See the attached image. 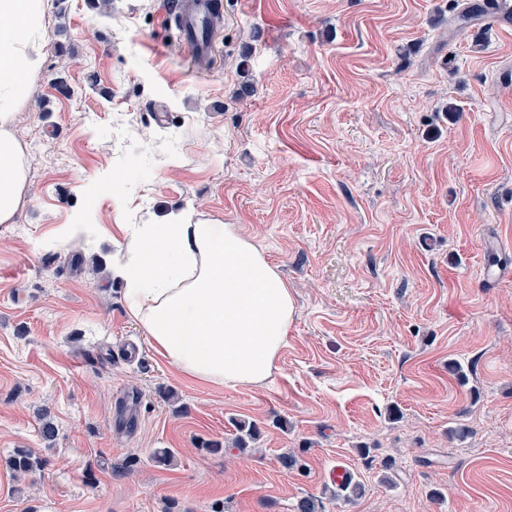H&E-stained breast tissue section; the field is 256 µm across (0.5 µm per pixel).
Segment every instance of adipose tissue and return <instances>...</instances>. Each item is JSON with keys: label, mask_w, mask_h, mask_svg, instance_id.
Instances as JSON below:
<instances>
[{"label": "adipose tissue", "mask_w": 512, "mask_h": 512, "mask_svg": "<svg viewBox=\"0 0 512 512\" xmlns=\"http://www.w3.org/2000/svg\"><path fill=\"white\" fill-rule=\"evenodd\" d=\"M45 0H0V224L12 223L25 189L11 126L23 76L43 64ZM113 273L126 309L183 377L259 387L278 370L296 305L278 265L236 224H199L189 212L131 231Z\"/></svg>", "instance_id": "1"}]
</instances>
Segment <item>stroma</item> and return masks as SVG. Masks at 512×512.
<instances>
[{
  "label": "stroma",
  "mask_w": 512,
  "mask_h": 512,
  "mask_svg": "<svg viewBox=\"0 0 512 512\" xmlns=\"http://www.w3.org/2000/svg\"><path fill=\"white\" fill-rule=\"evenodd\" d=\"M172 2L48 0L0 224V512H512V29L484 0H223L203 69ZM172 210L291 288L264 386L185 379L128 317L112 263Z\"/></svg>",
  "instance_id": "1"
}]
</instances>
